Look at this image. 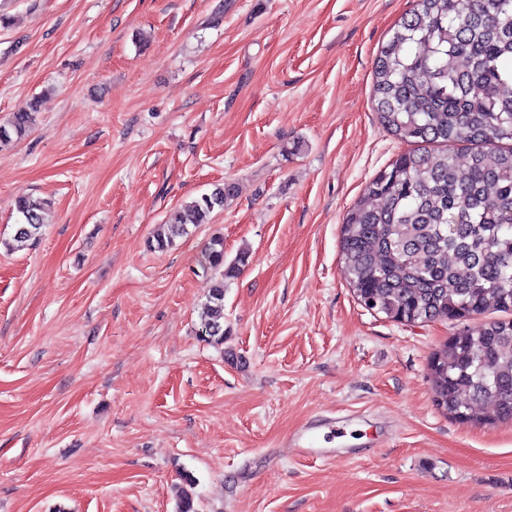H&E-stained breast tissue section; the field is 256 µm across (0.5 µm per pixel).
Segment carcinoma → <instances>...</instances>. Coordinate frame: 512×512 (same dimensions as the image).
I'll list each match as a JSON object with an SVG mask.
<instances>
[{"label": "carcinoma", "instance_id": "obj_1", "mask_svg": "<svg viewBox=\"0 0 512 512\" xmlns=\"http://www.w3.org/2000/svg\"><path fill=\"white\" fill-rule=\"evenodd\" d=\"M373 98L386 131L443 151L397 155L347 213L340 251L355 297L407 323L512 311V0H417L376 56ZM34 122L32 112L15 113L0 124V144ZM232 191L217 186L171 213V234L157 231L153 247L209 223ZM49 207L19 199L14 240H38ZM245 262L242 253L224 265L220 236L202 252L214 283L201 341L224 343V279ZM430 371L436 406L460 423H486L484 403L512 420V319L450 338ZM195 486L192 474L181 476L177 512H194Z\"/></svg>", "mask_w": 512, "mask_h": 512}]
</instances>
